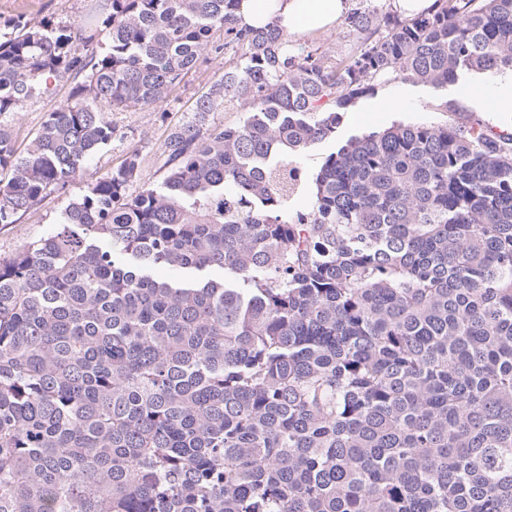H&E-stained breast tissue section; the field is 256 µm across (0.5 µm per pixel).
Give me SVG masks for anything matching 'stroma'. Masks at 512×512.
Returning a JSON list of instances; mask_svg holds the SVG:
<instances>
[{"label":"stroma","mask_w":512,"mask_h":512,"mask_svg":"<svg viewBox=\"0 0 512 512\" xmlns=\"http://www.w3.org/2000/svg\"><path fill=\"white\" fill-rule=\"evenodd\" d=\"M87 3L88 0H0V25L19 16L77 23ZM223 72V59L207 60L182 79L164 107L112 113L113 123L124 133L123 139L113 143L109 151L93 157L84 176L73 181L66 193L48 196L17 223L0 224V253H10L17 245L52 232L71 199L84 192L89 178L111 171L128 152H139L143 158L142 184L161 181L164 141L170 127L187 119L196 98ZM509 92L512 83L502 75L476 76L442 87L400 80L379 84L374 93L360 97L348 108L335 137L313 145L302 155L301 164L308 173H315L339 142L364 131L385 128L395 121L442 124L459 115H471L486 122L495 121L497 127L511 131L512 112L499 109L501 98ZM67 93V84L58 83L51 95L27 105L15 117L12 130L19 148L27 147L47 114ZM446 101L453 104V111L443 109Z\"/></svg>","instance_id":"1"}]
</instances>
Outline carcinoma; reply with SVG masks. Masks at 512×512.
I'll return each mask as SVG.
<instances>
[{"mask_svg": "<svg viewBox=\"0 0 512 512\" xmlns=\"http://www.w3.org/2000/svg\"><path fill=\"white\" fill-rule=\"evenodd\" d=\"M238 4L0 30V224L123 138L109 113L237 57L170 129L161 182L129 193L132 151L0 255V512H512V135L396 122L299 163L379 83L512 72V0H358L334 60ZM58 81L17 152L11 121Z\"/></svg>", "mask_w": 512, "mask_h": 512, "instance_id": "carcinoma-1", "label": "carcinoma"}]
</instances>
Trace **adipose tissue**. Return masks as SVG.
I'll list each match as a JSON object with an SVG mask.
<instances>
[{"instance_id": "obj_1", "label": "adipose tissue", "mask_w": 512, "mask_h": 512, "mask_svg": "<svg viewBox=\"0 0 512 512\" xmlns=\"http://www.w3.org/2000/svg\"><path fill=\"white\" fill-rule=\"evenodd\" d=\"M351 0H240V26L277 24L290 35H309L333 28L350 10Z\"/></svg>"}]
</instances>
